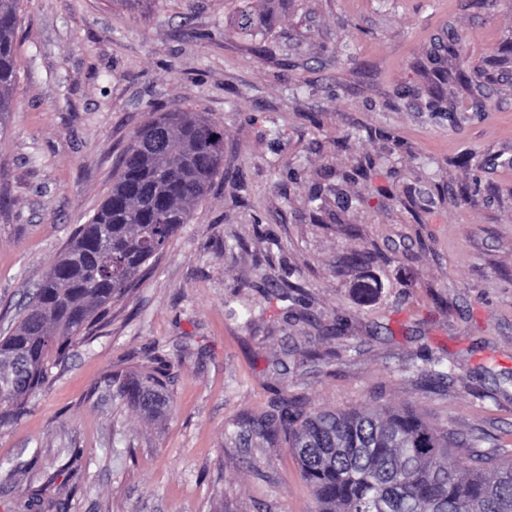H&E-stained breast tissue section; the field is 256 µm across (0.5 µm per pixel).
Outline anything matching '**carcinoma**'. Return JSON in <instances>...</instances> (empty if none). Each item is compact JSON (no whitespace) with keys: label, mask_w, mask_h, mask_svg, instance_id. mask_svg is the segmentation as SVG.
Returning a JSON list of instances; mask_svg holds the SVG:
<instances>
[{"label":"carcinoma","mask_w":512,"mask_h":512,"mask_svg":"<svg viewBox=\"0 0 512 512\" xmlns=\"http://www.w3.org/2000/svg\"><path fill=\"white\" fill-rule=\"evenodd\" d=\"M240 0L238 33H268L283 0ZM19 0H0V130L13 105V41ZM224 131L199 112H161L132 136L112 187L0 336V426L45 384L48 365L94 317L124 295L160 256L193 206L223 174ZM115 398L155 416L166 407L155 373L118 383ZM248 435L288 438L316 512H512V458L474 455L459 469L456 440L410 411L306 409L282 391L265 415L245 417Z\"/></svg>","instance_id":"1"}]
</instances>
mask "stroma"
<instances>
[{
	"label": "stroma",
	"instance_id": "obj_1",
	"mask_svg": "<svg viewBox=\"0 0 512 512\" xmlns=\"http://www.w3.org/2000/svg\"><path fill=\"white\" fill-rule=\"evenodd\" d=\"M236 2L20 0L1 331L153 111L222 128L224 174L0 426V512H315L284 437L233 433L282 387L415 410L465 470L512 455V0H288L253 37ZM363 251L368 303L343 265ZM159 367L160 417L113 400Z\"/></svg>",
	"mask_w": 512,
	"mask_h": 512
}]
</instances>
